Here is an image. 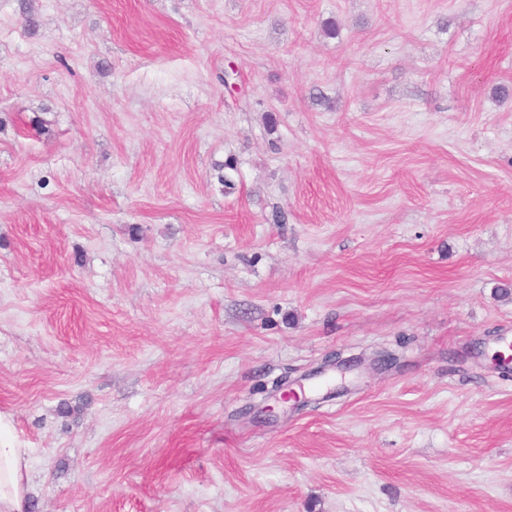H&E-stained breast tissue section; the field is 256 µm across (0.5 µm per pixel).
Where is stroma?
I'll use <instances>...</instances> for the list:
<instances>
[{"mask_svg": "<svg viewBox=\"0 0 512 512\" xmlns=\"http://www.w3.org/2000/svg\"><path fill=\"white\" fill-rule=\"evenodd\" d=\"M501 86L512 0H0L37 512H512Z\"/></svg>", "mask_w": 512, "mask_h": 512, "instance_id": "stroma-1", "label": "stroma"}]
</instances>
